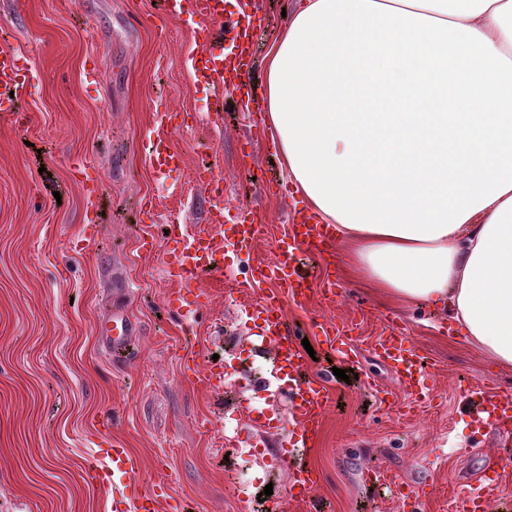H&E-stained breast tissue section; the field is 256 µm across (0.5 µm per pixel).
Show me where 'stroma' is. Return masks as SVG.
I'll return each mask as SVG.
<instances>
[{
	"instance_id": "obj_1",
	"label": "stroma",
	"mask_w": 512,
	"mask_h": 512,
	"mask_svg": "<svg viewBox=\"0 0 512 512\" xmlns=\"http://www.w3.org/2000/svg\"><path fill=\"white\" fill-rule=\"evenodd\" d=\"M161 2L0 0V41L37 69L40 84L18 111L0 113V512H111V490L88 481L82 467L106 417L113 445L136 462L139 488L171 484L159 512H302L288 495L279 427L256 423L261 413L282 423L291 414L272 355L258 349L245 313L259 289L237 269H225L220 284L205 277L197 288L211 294L210 305L198 321H185L169 308L176 286L162 250L148 254L141 243L167 224L205 229L216 208L232 224L245 208L263 218L251 259L269 261L306 204L290 186L279 195L260 191L280 166L264 136L250 157L240 153L259 101L197 82L189 59L206 24L162 15ZM91 64L101 70L95 89L83 77ZM158 106L185 115L169 134L184 167L163 183L148 157ZM76 156L100 177L93 198L71 173ZM205 164L220 177L216 191L195 179ZM90 216L100 232L85 249ZM335 279V299L319 278L305 303L283 309L315 352L312 372L355 373L332 381L319 444L308 455L319 475L314 499L321 512H403L365 483V470L380 467L422 489L418 512H455L462 486L512 453L493 431L476 429L469 390L479 384L512 395V368L468 343L447 314L386 303L344 274ZM115 303L140 332L114 359L101 352L97 328ZM331 320L355 324L361 341L350 357L331 355L317 337V325ZM391 324L408 328L434 368L432 398L413 410L401 408L404 394L373 350ZM188 346L205 366L248 355L256 372L229 375L223 394L210 392L183 371ZM253 443L265 459L243 494L238 477Z\"/></svg>"
}]
</instances>
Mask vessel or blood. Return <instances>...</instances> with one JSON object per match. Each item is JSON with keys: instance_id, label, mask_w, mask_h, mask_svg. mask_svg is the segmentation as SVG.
Wrapping results in <instances>:
<instances>
[{"instance_id": "obj_1", "label": "vessel or blood", "mask_w": 512, "mask_h": 512, "mask_svg": "<svg viewBox=\"0 0 512 512\" xmlns=\"http://www.w3.org/2000/svg\"><path fill=\"white\" fill-rule=\"evenodd\" d=\"M165 11L171 15L189 14L222 26V39H205L201 49L192 57L191 67L198 81L214 88L234 83L240 97H251L250 83L240 82L242 72L250 70L253 59L248 54L247 42L252 41L257 25L245 11L224 16V0H164ZM232 42L235 50L225 53V42ZM38 76L31 65L23 61L9 44L0 45V112H12L19 100L29 95ZM151 162L159 177L167 178L178 172L181 156L173 150L163 135L152 142ZM262 229L257 213L237 214L232 225H225L223 211L210 217V228L193 235L186 234L178 224L168 225L165 237L167 274L181 286H191L201 274L222 278L224 261L228 256L251 254ZM335 228L330 224H312L301 220L292 224L285 238L275 245L273 263L251 267L254 286L273 281L276 289L264 292L248 314L261 346L274 354L276 377L283 381L291 400L292 430L290 445L303 450L315 447L321 433L322 417L327 403L328 377L310 376V363L298 343L295 332L283 318L282 309L288 302L304 300L311 290V274L302 268L299 253H323L331 244ZM137 334V326L123 305H113L101 329V342L108 353L121 355ZM321 340L333 352L345 357L354 348L352 337L335 326L323 328ZM377 355L386 362L409 394L422 396L429 386L422 358L405 330L394 329L380 337L375 345ZM187 369L203 388L219 393L224 389V366L214 363L202 368L195 355H188ZM479 407L475 413L478 422L491 426L498 437L512 438V398L504 397L481 387L477 390ZM85 473L92 482L112 491V512H158L161 500L170 498L169 483L158 482L146 491H139L135 481V465L126 449L113 447L108 436H101L96 448L89 454ZM367 481L375 490L405 497L409 512H417L418 495L404 492L402 484L391 483L383 471H371ZM316 482L314 471L303 461L291 466L289 493L303 503L307 512H317L309 493ZM498 481L489 479L470 486L463 497V512H478L480 506L495 502Z\"/></svg>"}]
</instances>
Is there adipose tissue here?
<instances>
[{
    "instance_id": "ef3b65f1",
    "label": "adipose tissue",
    "mask_w": 512,
    "mask_h": 512,
    "mask_svg": "<svg viewBox=\"0 0 512 512\" xmlns=\"http://www.w3.org/2000/svg\"><path fill=\"white\" fill-rule=\"evenodd\" d=\"M256 94L347 277L512 368V0H296Z\"/></svg>"
}]
</instances>
